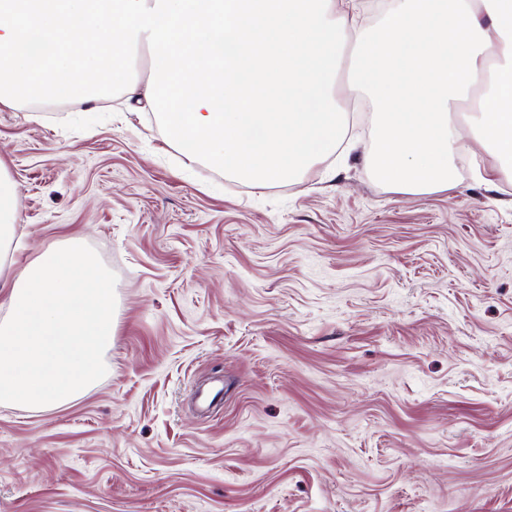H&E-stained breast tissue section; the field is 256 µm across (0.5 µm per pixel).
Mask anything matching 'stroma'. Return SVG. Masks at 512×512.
Segmentation results:
<instances>
[{"label": "stroma", "mask_w": 512, "mask_h": 512, "mask_svg": "<svg viewBox=\"0 0 512 512\" xmlns=\"http://www.w3.org/2000/svg\"><path fill=\"white\" fill-rule=\"evenodd\" d=\"M371 146L258 190L127 103L0 106L14 271L81 236L118 314L80 400L0 405V512H512V181Z\"/></svg>", "instance_id": "1"}]
</instances>
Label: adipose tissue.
<instances>
[{"label": "adipose tissue", "mask_w": 512, "mask_h": 512, "mask_svg": "<svg viewBox=\"0 0 512 512\" xmlns=\"http://www.w3.org/2000/svg\"><path fill=\"white\" fill-rule=\"evenodd\" d=\"M346 86L336 64L347 43ZM148 48L149 81L128 54ZM376 108L366 160L383 181L428 194L481 149L512 180V0H393L379 33L336 0H0V105L37 97L145 99L181 156L264 188L301 178L346 136L338 101ZM18 188L0 164V274L14 263ZM0 405L70 404L107 370L117 330L110 274L71 237L7 284Z\"/></svg>", "instance_id": "obj_1"}]
</instances>
